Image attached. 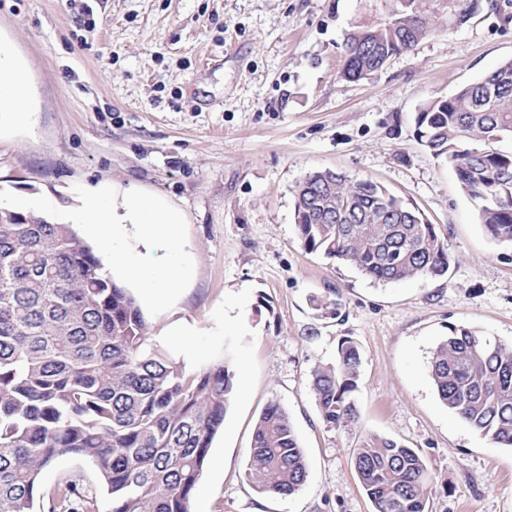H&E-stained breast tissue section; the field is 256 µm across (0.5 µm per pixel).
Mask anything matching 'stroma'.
Here are the masks:
<instances>
[{"label": "stroma", "mask_w": 512, "mask_h": 512, "mask_svg": "<svg viewBox=\"0 0 512 512\" xmlns=\"http://www.w3.org/2000/svg\"><path fill=\"white\" fill-rule=\"evenodd\" d=\"M392 0H0V53L23 68L29 124L0 123V190L79 205L75 186L139 189L184 215L192 282L148 317L196 367L230 358L237 388L193 497L208 512H373L352 452L375 433L416 449L431 512H512V449L490 444L437 396L429 361L449 327L512 342V248L477 221L453 169L414 138L424 103L512 59V0L462 26L437 0V31L359 81L344 42ZM333 170L383 184L448 244L447 275L397 284L304 249L293 190ZM337 300L335 315L316 310ZM362 355L356 424L331 429L311 388L343 339ZM279 402L305 452L302 489L280 498L246 477L253 430ZM111 500L94 465L65 456L41 475Z\"/></svg>", "instance_id": "obj_1"}]
</instances>
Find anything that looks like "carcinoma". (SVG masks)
<instances>
[{
	"instance_id": "1",
	"label": "carcinoma",
	"mask_w": 512,
	"mask_h": 512,
	"mask_svg": "<svg viewBox=\"0 0 512 512\" xmlns=\"http://www.w3.org/2000/svg\"><path fill=\"white\" fill-rule=\"evenodd\" d=\"M391 18L347 36L342 76L362 79L382 57L412 51L434 30V0H393ZM448 17L467 23L481 0H446ZM418 142L455 172L478 204L477 219L512 247V59L448 98L426 102ZM304 248L356 267L381 283L438 279L448 245L425 214L384 186L321 170L294 190ZM358 345L344 340L335 363L312 374L324 423L354 424ZM439 399L460 420L512 448V343L471 328L449 329L432 353ZM227 361L188 366L158 343L134 298L109 274L70 224L34 210L0 206V512H100L76 481L42 493L55 460L91 461L111 512H191L212 440L236 390ZM353 463L373 512H429L433 477L400 441L365 435ZM307 462L288 413L277 402L253 433L247 478L260 494L290 497L307 480Z\"/></svg>"
}]
</instances>
